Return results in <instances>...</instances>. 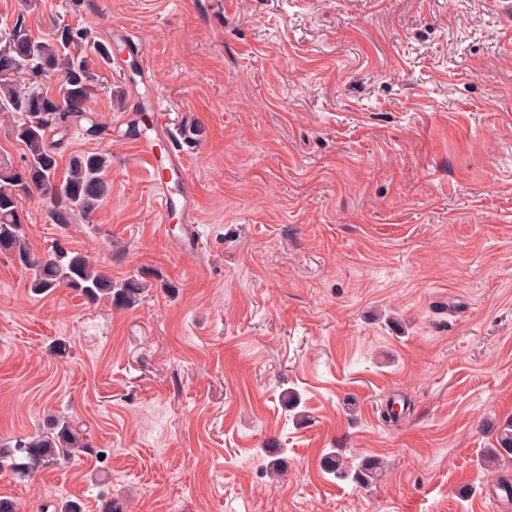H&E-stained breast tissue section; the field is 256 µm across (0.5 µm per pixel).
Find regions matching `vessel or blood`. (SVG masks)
Listing matches in <instances>:
<instances>
[{
  "instance_id": "vessel-or-blood-1",
  "label": "vessel or blood",
  "mask_w": 512,
  "mask_h": 512,
  "mask_svg": "<svg viewBox=\"0 0 512 512\" xmlns=\"http://www.w3.org/2000/svg\"><path fill=\"white\" fill-rule=\"evenodd\" d=\"M166 127L154 124L150 131L141 132L135 140L137 159L153 171V184L162 216L180 212L183 217L182 246L189 252L199 246L197 228V191L195 186L183 177L185 159L178 152L158 155L155 147L159 137L165 136Z\"/></svg>"
}]
</instances>
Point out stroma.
Instances as JSON below:
<instances>
[{
    "instance_id": "35a3bbf8",
    "label": "stroma",
    "mask_w": 512,
    "mask_h": 512,
    "mask_svg": "<svg viewBox=\"0 0 512 512\" xmlns=\"http://www.w3.org/2000/svg\"><path fill=\"white\" fill-rule=\"evenodd\" d=\"M145 54L91 58L62 159L111 158L112 191L60 228L23 197L28 236L148 291L119 310L36 295L0 254V438L50 414L95 448L28 482L19 512H495L479 466L512 419V9L488 0H0ZM199 198L201 248L168 235L133 140L139 61ZM65 352L53 351L56 342ZM295 389L297 410L284 394ZM397 426L378 421L381 406ZM374 457L369 486L320 467ZM279 461L272 481L266 466ZM114 39L113 44H97L94 46V51L98 55L99 59L104 64L120 62L118 58V54H120L124 49H128L130 52H136L137 54L144 55L143 51V41L138 32L132 29H122L118 32H115L112 35ZM112 46L118 49L117 54L112 55ZM140 55V56H141Z\"/></svg>"
}]
</instances>
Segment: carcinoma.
Here are the masks:
<instances>
[{"label": "carcinoma", "mask_w": 512, "mask_h": 512, "mask_svg": "<svg viewBox=\"0 0 512 512\" xmlns=\"http://www.w3.org/2000/svg\"><path fill=\"white\" fill-rule=\"evenodd\" d=\"M6 42L7 48L0 47V112L17 117L11 134L24 146L25 156L19 167L9 160L0 161V253L28 273V288L36 294L70 288L92 301L104 299L118 308L130 307L145 289L142 282L132 279L117 285L87 254L59 244L46 253L34 249L20 207L22 197L39 193L49 199L52 223L66 227L89 219L110 194L105 177L110 165L107 154H76L60 177L62 143L52 144L47 137L51 130H65L70 123L86 118V102L94 83L86 53L88 31L63 25L41 39L31 34L20 17ZM42 76L58 78V94L42 90L38 83ZM496 443L480 461L488 471L505 456H512V421L498 429ZM91 452L92 444L80 423L51 415L32 432L0 441V469L28 481L44 468ZM324 465L338 479L367 485L383 462L364 458L351 467L336 451L325 458Z\"/></svg>", "instance_id": "obj_1"}]
</instances>
